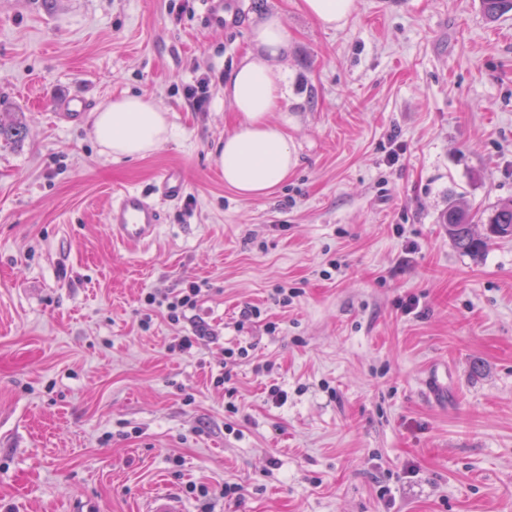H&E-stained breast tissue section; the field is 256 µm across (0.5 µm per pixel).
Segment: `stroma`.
Here are the masks:
<instances>
[{
	"label": "stroma",
	"mask_w": 512,
	"mask_h": 512,
	"mask_svg": "<svg viewBox=\"0 0 512 512\" xmlns=\"http://www.w3.org/2000/svg\"><path fill=\"white\" fill-rule=\"evenodd\" d=\"M239 12L214 31L199 0H0V122L26 124L0 139V512H144L158 488L201 512L192 483L212 512H512V238L473 257L439 222L453 198H512V14L356 0L330 29L301 0ZM275 12L297 164L244 200L215 163L224 83ZM76 91L154 98L176 136L103 155L90 120L51 117ZM173 166L187 193L155 239L113 243V192ZM193 282L208 291L180 323L148 310ZM179 336L198 342L171 352Z\"/></svg>",
	"instance_id": "stroma-1"
}]
</instances>
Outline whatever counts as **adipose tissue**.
I'll list each match as a JSON object with an SVG mask.
<instances>
[{
  "mask_svg": "<svg viewBox=\"0 0 512 512\" xmlns=\"http://www.w3.org/2000/svg\"><path fill=\"white\" fill-rule=\"evenodd\" d=\"M251 40L253 50L224 86L236 121L216 156L225 186L244 200L270 194L295 164L288 135L275 118L288 95V73L276 63L288 48L281 15L267 16L253 29ZM92 128L103 153L116 160L155 152L174 132L166 109L150 97L129 94L113 96L95 112Z\"/></svg>",
  "mask_w": 512,
  "mask_h": 512,
  "instance_id": "obj_1",
  "label": "adipose tissue"
}]
</instances>
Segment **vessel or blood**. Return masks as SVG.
Instances as JSON below:
<instances>
[{"instance_id": "b4317fda", "label": "vessel or blood", "mask_w": 512, "mask_h": 512, "mask_svg": "<svg viewBox=\"0 0 512 512\" xmlns=\"http://www.w3.org/2000/svg\"><path fill=\"white\" fill-rule=\"evenodd\" d=\"M92 108V102L80 94H72L56 105L59 120L76 123ZM185 194V180L179 170L161 174L152 186L151 194L130 189L113 195L106 212L105 222L114 242L124 246H137L151 242L161 224V202L180 200ZM146 512H185L181 501L165 491L152 493Z\"/></svg>"}]
</instances>
